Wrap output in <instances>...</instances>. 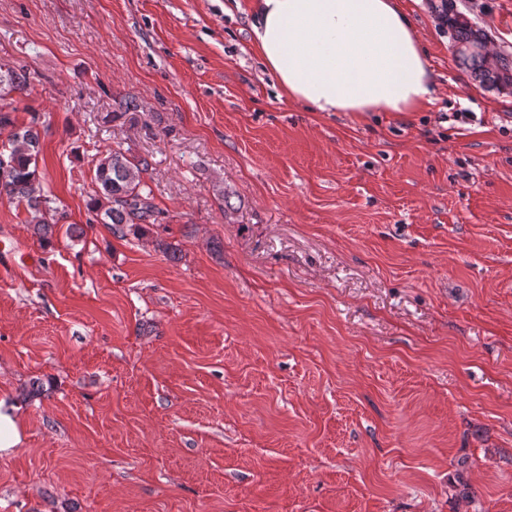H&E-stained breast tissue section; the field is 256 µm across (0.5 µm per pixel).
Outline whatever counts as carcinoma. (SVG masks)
Here are the masks:
<instances>
[{
	"instance_id": "cac0c4a2",
	"label": "carcinoma",
	"mask_w": 512,
	"mask_h": 512,
	"mask_svg": "<svg viewBox=\"0 0 512 512\" xmlns=\"http://www.w3.org/2000/svg\"><path fill=\"white\" fill-rule=\"evenodd\" d=\"M447 2L448 30L451 31L455 56L460 65L483 85L503 89L512 87V56L499 53L488 59L484 54L488 35L457 10L455 0ZM28 79L26 66L0 62V100L13 92H24ZM8 108L7 104L0 105V131H8L6 139L0 142V197L5 196L23 206L31 215L34 233L46 240L52 234V224L46 215L58 212L64 218L66 214L51 206L52 199L40 188L38 117H32L28 126L17 130ZM148 167L147 158L128 156L118 148L110 150L96 162L94 182L97 199L93 210L103 214V223L112 225L117 231L125 224L155 223L152 190L142 179Z\"/></svg>"
}]
</instances>
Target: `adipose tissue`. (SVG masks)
<instances>
[{
    "mask_svg": "<svg viewBox=\"0 0 512 512\" xmlns=\"http://www.w3.org/2000/svg\"><path fill=\"white\" fill-rule=\"evenodd\" d=\"M253 44L290 101L313 112H414L435 85L397 0H255Z\"/></svg>",
    "mask_w": 512,
    "mask_h": 512,
    "instance_id": "ef3b65f1",
    "label": "adipose tissue"
}]
</instances>
